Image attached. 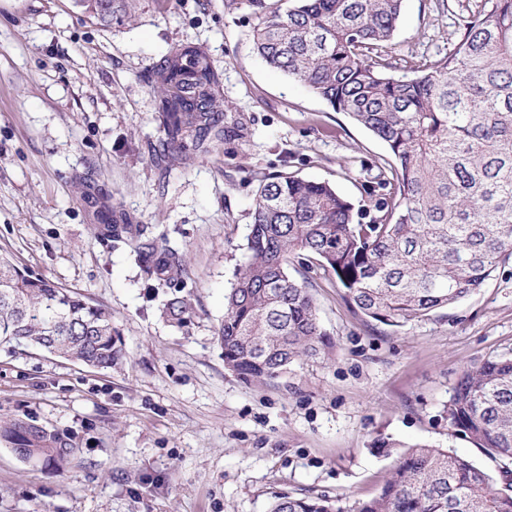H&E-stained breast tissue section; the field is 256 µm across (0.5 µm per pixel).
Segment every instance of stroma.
<instances>
[{
  "label": "stroma",
  "instance_id": "obj_1",
  "mask_svg": "<svg viewBox=\"0 0 512 512\" xmlns=\"http://www.w3.org/2000/svg\"><path fill=\"white\" fill-rule=\"evenodd\" d=\"M492 0H406L398 62L447 56L469 14ZM248 10L224 0H136L103 24L78 0H0V254L109 307L126 357L97 370L37 349L0 347V420L30 419L81 453L36 468L0 441V512H269L275 497H326L350 512L378 494L404 448L503 465L454 434L446 407L462 371L512 357V259L464 300L393 328L364 317L334 277L306 280L329 356L271 384L224 367L216 331L245 259L251 171L330 182L356 210L386 145L256 53ZM205 44L224 98L250 119L239 142L163 169L147 76L170 47ZM90 174L187 271L157 287L130 251L94 236L76 177ZM190 298L185 326L163 302Z\"/></svg>",
  "mask_w": 512,
  "mask_h": 512
}]
</instances>
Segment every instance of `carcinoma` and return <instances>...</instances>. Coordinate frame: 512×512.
Wrapping results in <instances>:
<instances>
[{
    "instance_id": "carcinoma-1",
    "label": "carcinoma",
    "mask_w": 512,
    "mask_h": 512,
    "mask_svg": "<svg viewBox=\"0 0 512 512\" xmlns=\"http://www.w3.org/2000/svg\"><path fill=\"white\" fill-rule=\"evenodd\" d=\"M132 0H86L102 22L122 21ZM405 0H224L255 16L253 44L267 66L306 86L387 146L367 194V223L326 181L254 173L247 256L224 296L217 340L224 367L243 382L271 383L304 357L326 355L306 282L288 272L300 257L336 279L366 317L389 327L471 295L512 258V0L470 15L448 56L395 75L392 40ZM153 151L179 167L217 144L241 140L246 117L223 101V74L201 43L172 46L151 70ZM94 208L96 240L127 248L160 284L186 273L182 254L145 235L135 217L78 177ZM192 304L173 295L167 318L183 326ZM31 346L110 370L125 357L112 311L21 270L0 256V345ZM448 422L487 455L512 461V358L464 370ZM0 439L28 463L64 470L76 449L23 419L0 421ZM270 512H343L327 498L275 497ZM352 512H512V482L497 487L470 459L413 445L379 494Z\"/></svg>"
}]
</instances>
